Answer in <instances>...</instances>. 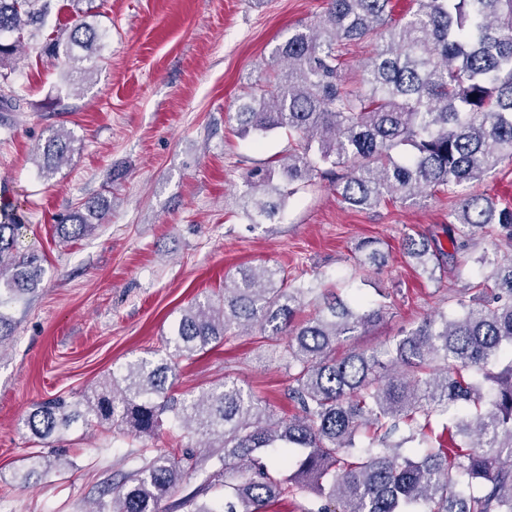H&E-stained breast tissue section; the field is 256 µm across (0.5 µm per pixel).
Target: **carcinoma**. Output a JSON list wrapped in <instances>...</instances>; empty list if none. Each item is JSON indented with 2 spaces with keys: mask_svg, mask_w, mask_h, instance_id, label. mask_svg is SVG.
Here are the masks:
<instances>
[{
  "mask_svg": "<svg viewBox=\"0 0 512 512\" xmlns=\"http://www.w3.org/2000/svg\"><path fill=\"white\" fill-rule=\"evenodd\" d=\"M54 0H0V83L21 47L24 31L40 32ZM415 9L391 22L392 0H328L314 26L297 31L271 55L274 77L247 94L236 112L240 135L260 140L277 130L295 137L288 159L246 173L247 215L274 221L286 201L315 178L336 186L350 207L372 209L437 189L448 213L447 251L434 238L406 239L414 265L431 281L457 257L490 274L385 349L336 343L364 335L386 305L367 307L299 282L285 284L273 266L246 267L225 277L217 299L180 310L157 360L128 363L100 391L81 401L55 398L30 407L24 424L43 441L73 426L106 425L137 437L162 433L164 420L209 449L185 463L160 448H143L139 467L108 490V512H157L182 479L216 460L224 469V502L192 512H265L275 498L307 489L319 503L307 512H512V258L475 255L474 237L490 230V247H512V207L471 191L512 162V0H413ZM101 35L85 18L43 45L66 59L71 72L99 50ZM368 42L372 55L345 85L340 47ZM74 150L73 137L55 130L40 148L39 169L55 173ZM108 205L83 203L57 230L76 239L102 220ZM21 217L0 209V346L12 335L3 308L32 294L42 258L18 247ZM380 242L358 247V267L379 268ZM315 315L296 322L306 304ZM239 329L289 337L285 369L298 415L272 421L262 401L226 380L197 396L175 399V359L191 357ZM445 416L448 447L424 446L419 421ZM405 426L404 448L390 439ZM295 470L281 478L268 469ZM21 477L47 472L43 455L29 457Z\"/></svg>",
  "mask_w": 512,
  "mask_h": 512,
  "instance_id": "cac0c4a2",
  "label": "carcinoma"
}]
</instances>
